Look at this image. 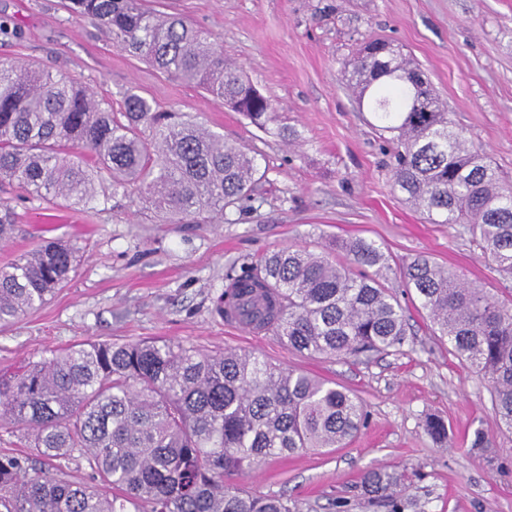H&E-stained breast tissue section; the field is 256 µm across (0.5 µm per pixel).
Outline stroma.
<instances>
[{"mask_svg": "<svg viewBox=\"0 0 512 512\" xmlns=\"http://www.w3.org/2000/svg\"><path fill=\"white\" fill-rule=\"evenodd\" d=\"M210 32L228 65L277 107L264 131L201 88L169 79L116 47L111 36L71 18L60 0H0V17L21 29L0 43V59L40 64L89 86L112 111L127 93L187 113L254 155L265 178L236 224H161L137 195H118L86 213L1 197L20 231L0 245V264L41 240L81 247L76 275L50 301L0 324V372L46 350L82 341H176L205 351L252 353L335 382L362 398L368 425L345 447L307 450L258 465L243 485L298 501L301 512H387L370 501L365 471L405 474L408 512H512V433L501 428L485 379L430 330L402 285L399 268L424 255L498 296L512 292L468 235L425 217L392 189L387 147L372 113L359 111L342 61L364 38L402 45L427 73L469 147L512 180V0H151ZM288 129L280 137L279 129ZM383 246L409 336L386 354L309 357L270 334L225 323L213 308L229 268L242 257L297 245L347 256L338 242ZM448 425L450 444L433 441L427 418ZM482 447H474L475 436Z\"/></svg>", "mask_w": 512, "mask_h": 512, "instance_id": "35a3bbf8", "label": "stroma"}]
</instances>
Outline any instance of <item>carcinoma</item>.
<instances>
[{
    "mask_svg": "<svg viewBox=\"0 0 512 512\" xmlns=\"http://www.w3.org/2000/svg\"><path fill=\"white\" fill-rule=\"evenodd\" d=\"M147 0H67L66 9L112 35V43L170 79L192 84L260 129L277 109L224 60V51L184 17ZM364 40L349 61L358 105L369 103L386 135L393 191L432 224L469 235L493 269L512 280V186L491 160L465 145L424 73L403 52L376 62ZM254 156L174 111L130 93L124 111L48 68L0 61V185L14 181L45 201L95 210L97 182L112 194L135 189L163 224L250 211ZM19 231L0 203V243ZM351 265L383 267L372 240L342 242ZM80 248L42 240L0 266V323L43 306L76 273ZM330 254L293 246L243 260L214 300L255 330L310 357L388 352L407 341L398 297ZM403 287L426 311L433 334L487 378L495 417L512 430V295L498 297L426 258L400 269ZM364 403L343 387L283 369L255 354L209 353L179 342L81 343L43 353L0 374V426L9 425L45 464L0 455V512H299L282 495L230 482L261 460L336 448L361 429ZM425 430L448 442V426ZM77 457L99 479H71L59 461ZM402 476L371 470L363 488L405 512Z\"/></svg>",
    "mask_w": 512,
    "mask_h": 512,
    "instance_id": "obj_1",
    "label": "carcinoma"
}]
</instances>
